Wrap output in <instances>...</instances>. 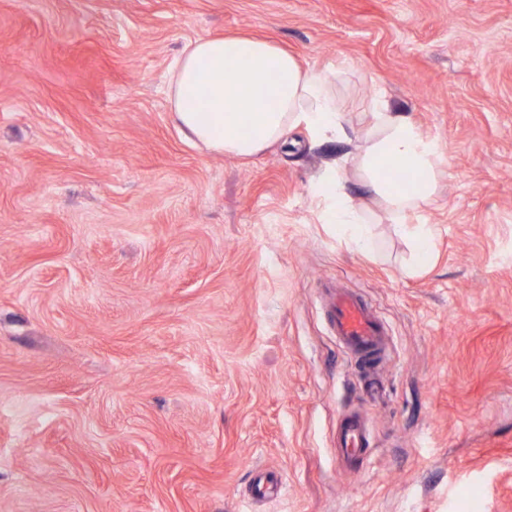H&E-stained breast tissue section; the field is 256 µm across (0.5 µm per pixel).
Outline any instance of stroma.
Returning a JSON list of instances; mask_svg holds the SVG:
<instances>
[{
  "mask_svg": "<svg viewBox=\"0 0 512 512\" xmlns=\"http://www.w3.org/2000/svg\"><path fill=\"white\" fill-rule=\"evenodd\" d=\"M237 33L350 60L351 135L381 87L440 141L431 267L322 222L351 143L183 136L172 60ZM336 287L388 326L377 379ZM0 512H512V0H0ZM328 321L338 342L357 357L359 367L366 374L374 373L387 358L390 347L387 325L360 296L336 288L329 302ZM368 427L359 415L344 418L340 428V442L342 454L348 459L357 458L368 446Z\"/></svg>",
  "mask_w": 512,
  "mask_h": 512,
  "instance_id": "35a3bbf8",
  "label": "stroma"
}]
</instances>
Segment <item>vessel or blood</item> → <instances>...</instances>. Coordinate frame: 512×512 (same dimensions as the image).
<instances>
[{
	"label": "vessel or blood",
	"mask_w": 512,
	"mask_h": 512,
	"mask_svg": "<svg viewBox=\"0 0 512 512\" xmlns=\"http://www.w3.org/2000/svg\"><path fill=\"white\" fill-rule=\"evenodd\" d=\"M328 321L338 342L353 353L365 373L371 374L387 358L390 339L386 324L358 295L345 288L336 289L330 298ZM368 427L357 415L341 422L342 454L357 458L368 445Z\"/></svg>",
	"instance_id": "b4317fda"
}]
</instances>
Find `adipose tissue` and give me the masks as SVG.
<instances>
[{
    "instance_id": "adipose-tissue-1",
    "label": "adipose tissue",
    "mask_w": 512,
    "mask_h": 512,
    "mask_svg": "<svg viewBox=\"0 0 512 512\" xmlns=\"http://www.w3.org/2000/svg\"><path fill=\"white\" fill-rule=\"evenodd\" d=\"M352 68L349 62L328 69L303 66L277 43L254 35L199 37L187 42L173 62L167 90L174 120L191 139L214 153L248 158L297 129L316 143L346 139L336 86ZM368 111V127L347 164L386 220L411 239L416 265L426 267L434 229L407 218L435 193L444 153L439 141L423 135L384 93H377ZM391 162L414 175V182L390 180L385 167ZM344 165L329 166L314 193L324 204L323 222L366 253L373 247L368 216L347 191Z\"/></svg>"
}]
</instances>
